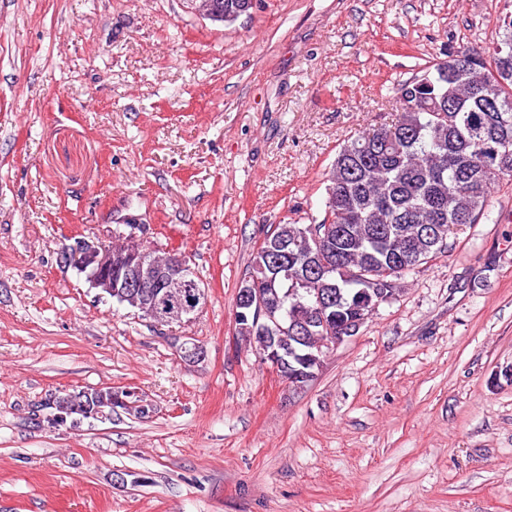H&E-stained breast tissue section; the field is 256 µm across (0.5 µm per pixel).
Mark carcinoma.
<instances>
[{
  "label": "carcinoma",
  "mask_w": 512,
  "mask_h": 512,
  "mask_svg": "<svg viewBox=\"0 0 512 512\" xmlns=\"http://www.w3.org/2000/svg\"><path fill=\"white\" fill-rule=\"evenodd\" d=\"M224 22L246 0H220ZM398 119L337 153L315 239L306 224H274L240 282L261 314L236 305V335L322 358L324 336L355 330L373 304L395 299L398 280L448 250V238L489 206L512 176V25L485 52L457 50L399 89ZM112 301L144 313L124 288Z\"/></svg>",
  "instance_id": "1"
}]
</instances>
